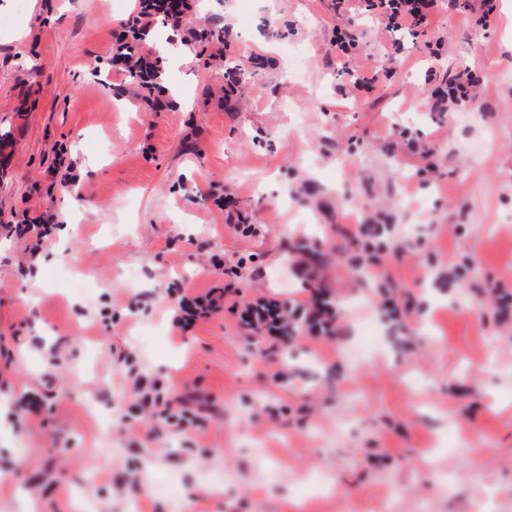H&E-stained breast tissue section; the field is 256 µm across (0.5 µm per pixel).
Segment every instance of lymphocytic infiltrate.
Masks as SVG:
<instances>
[{
	"label": "lymphocytic infiltrate",
	"instance_id": "f902f5d3",
	"mask_svg": "<svg viewBox=\"0 0 512 512\" xmlns=\"http://www.w3.org/2000/svg\"><path fill=\"white\" fill-rule=\"evenodd\" d=\"M437 0H375L377 14L387 28L417 29L426 23ZM397 225L369 223L355 225L347 253L353 268L364 277L380 274L382 258L397 243ZM291 267L301 280L302 297L283 301L258 297L250 301L233 299L229 290L212 288L194 295H179L172 307L171 327L185 331L194 321L230 310L242 324L251 328L268 345L288 347L298 337L330 341L344 331V315L335 292L326 286L323 268L312 265L308 246L297 247ZM133 414L128 424L140 426L146 419H159L168 428L186 430L194 427L195 417L181 407L179 400L168 397L157 383L142 376L133 382Z\"/></svg>",
	"mask_w": 512,
	"mask_h": 512
}]
</instances>
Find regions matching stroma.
I'll return each instance as SVG.
<instances>
[{"instance_id": "1", "label": "stroma", "mask_w": 512, "mask_h": 512, "mask_svg": "<svg viewBox=\"0 0 512 512\" xmlns=\"http://www.w3.org/2000/svg\"><path fill=\"white\" fill-rule=\"evenodd\" d=\"M475 2L390 33L366 0H198L230 59L264 61L230 107L190 46L162 62L177 101L115 78L138 0H0V512H124L132 475L144 512H512V328L482 291L430 274L474 260L512 280V30L506 0L484 27ZM464 71L475 107L439 116L434 84ZM59 153L78 193L50 168ZM217 193L263 235L229 225ZM46 211L61 228L32 258L4 227ZM383 215L402 248L382 276L413 302L398 320L345 264L353 224ZM302 243L347 329L289 346L291 386L231 313L172 331L169 285L284 299ZM371 320L375 347L353 359ZM127 355L198 414L194 432L127 427ZM34 393L45 406L21 421Z\"/></svg>"}]
</instances>
